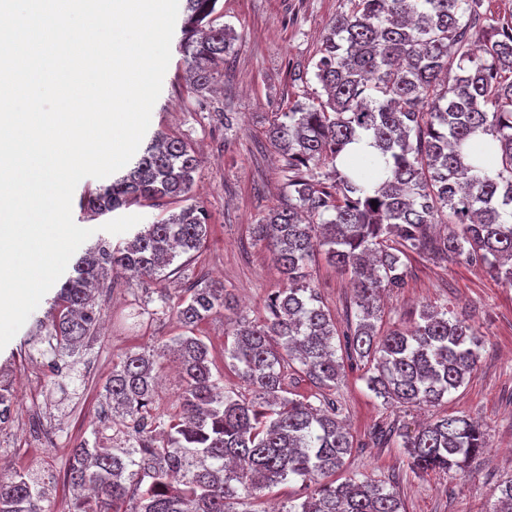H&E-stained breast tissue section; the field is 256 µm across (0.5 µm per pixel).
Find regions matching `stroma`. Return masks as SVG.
<instances>
[{"instance_id": "obj_1", "label": "stroma", "mask_w": 512, "mask_h": 512, "mask_svg": "<svg viewBox=\"0 0 512 512\" xmlns=\"http://www.w3.org/2000/svg\"><path fill=\"white\" fill-rule=\"evenodd\" d=\"M216 25H229L239 36L214 89L195 92L186 82L174 33L171 60L152 113L149 133L161 132L198 148L205 163L192 195L210 215L203 249L177 257L164 282L179 298L197 282H221L248 319L262 318L268 294L280 285L278 271L264 246L254 244L250 226L259 214L279 204L284 187L283 158L266 138L269 121L287 111L291 101L311 102L324 91L311 71L319 57L327 25L346 10V0H222ZM307 72L306 82L295 79ZM407 284L384 298L383 327L406 321L424 305H448L465 315L482 334L481 358L470 380L434 407L383 404L370 392L361 371H347L333 395L360 449L347 459L344 475L368 476L391 484L405 512H490L493 488L512 461V287L483 270L459 261L410 255ZM312 278L337 322H344L352 288L325 261ZM153 282L129 276L103 289L97 335L84 347L71 375L50 383L54 355L39 326L52 311L55 291H48L15 337L0 350V386L18 401L8 426L0 428V456L13 469H31L54 489L52 507L61 512L73 491L65 478L68 450L82 440L109 445L110 415L101 392L112 359L133 347H150L181 331L170 313L141 311ZM465 415L482 423L484 453L469 475L442 471L412 472L402 446L427 420ZM379 424L401 429V436L375 441Z\"/></svg>"}]
</instances>
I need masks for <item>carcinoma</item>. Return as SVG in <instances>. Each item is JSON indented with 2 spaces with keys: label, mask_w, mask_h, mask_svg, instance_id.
Returning <instances> with one entry per match:
<instances>
[{
  "label": "carcinoma",
  "mask_w": 512,
  "mask_h": 512,
  "mask_svg": "<svg viewBox=\"0 0 512 512\" xmlns=\"http://www.w3.org/2000/svg\"><path fill=\"white\" fill-rule=\"evenodd\" d=\"M219 2L185 0L181 50L196 91L208 89L235 50L233 30L213 26ZM348 4L313 65L326 98L293 101L268 130L285 159L288 202L252 234L269 247L282 287L258 321L239 314L222 284H198L174 306L162 288L146 297L147 305L171 309L182 332L112 362L104 386L112 447H73L67 479L91 494L68 512H256L257 492L291 480L309 493L279 512H403L381 481H336L355 439L327 393L345 367L361 365L368 390L384 403L436 406L477 367L481 335L446 307H424L411 326L384 334L377 323L381 295L404 285L411 253L456 258L512 284V20L488 22L483 0ZM364 139L376 153L362 165L346 154ZM200 165L186 142L159 135L84 207L105 214L141 198L185 197ZM208 235L209 216L195 203L143 225L123 246L102 240L87 249L54 313L40 321L54 356L75 355L93 335L96 285L124 272L160 281ZM318 255L353 282L340 331L311 278ZM217 316L234 321L222 356L249 399L220 386L214 348L196 334ZM167 359L183 380L172 411L156 395ZM290 370L317 393L290 391ZM403 447L416 472L464 474L487 443L480 424L443 416L406 436ZM496 492L493 512H512V476ZM51 494L34 471L0 476V512H46Z\"/></svg>",
  "instance_id": "obj_1"
}]
</instances>
